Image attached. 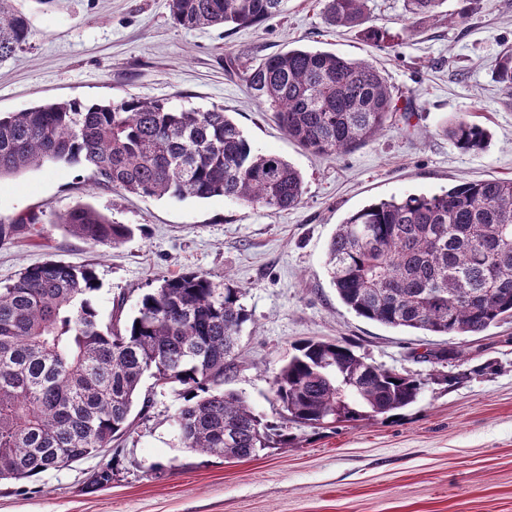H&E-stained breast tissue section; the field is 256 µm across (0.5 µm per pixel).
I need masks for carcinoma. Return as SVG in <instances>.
Here are the masks:
<instances>
[{
	"mask_svg": "<svg viewBox=\"0 0 512 512\" xmlns=\"http://www.w3.org/2000/svg\"><path fill=\"white\" fill-rule=\"evenodd\" d=\"M18 0H0V61L32 36ZM184 28H241L280 14L285 0H168ZM444 0H407L414 16L439 18ZM448 23L464 26L482 0H461ZM330 26L357 28L377 47L369 0H324ZM512 91V51L495 64ZM255 96L301 147L342 154L376 138L397 111L376 64L293 48L246 72ZM445 135L464 151L486 147L478 124L457 120ZM47 162L82 165L95 185L145 197L223 196L251 207L298 206L304 180L283 157L253 149L222 108L183 110L129 97L108 104L47 102L0 116V178ZM37 213L0 220V242L42 223ZM96 246L134 234L88 205L49 220ZM326 268L339 299L367 320L434 336H474L512 317V179L490 178L439 194H408L364 206L337 225ZM94 269L49 260L0 288V480L25 481L100 455L129 433L145 375L182 396L175 417L183 447L224 460L288 447V424L325 427L368 420L415 403L422 383L368 363L338 340H303L269 378L281 425L224 390L241 357L248 314L243 289L183 273L141 297L137 314L117 305L107 323L93 297ZM460 352L430 349L444 364Z\"/></svg>",
	"mask_w": 512,
	"mask_h": 512,
	"instance_id": "cac0c4a2",
	"label": "carcinoma"
}]
</instances>
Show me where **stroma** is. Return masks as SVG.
Instances as JSON below:
<instances>
[{
  "mask_svg": "<svg viewBox=\"0 0 512 512\" xmlns=\"http://www.w3.org/2000/svg\"><path fill=\"white\" fill-rule=\"evenodd\" d=\"M322 0H286L281 15L229 29L176 25L168 0H25L33 34L0 62V113L69 99L130 96L176 108H224L254 148L302 174L305 193L287 211L223 197L150 198L96 187L90 170L48 163L0 179V218L43 214L35 235L0 243V285L49 259L91 265L102 321L114 305L137 312L164 278L197 272L243 288L249 319L242 358L225 389L264 419H279L269 376L296 342L343 340L367 362L416 375L418 401L393 418L327 429L290 425L296 440L259 456L224 461L184 448L176 392L159 389L146 414L107 452L20 483H0V512H512V318L476 336H426L386 327L347 309L331 287L327 245L352 212L405 194H431L488 178L512 179V99L494 77L512 50V0H487L464 26L413 18L405 0H370L380 50L356 29L331 27ZM302 47L369 60L383 69L411 122L344 154L314 155L280 129L254 97L246 71ZM465 119L489 134L479 152L459 150L443 126ZM87 204L135 235L95 247L51 223ZM446 347L438 365L413 352ZM109 471L99 486L96 475Z\"/></svg>",
  "mask_w": 512,
  "mask_h": 512,
  "instance_id": "35a3bbf8",
  "label": "stroma"
}]
</instances>
